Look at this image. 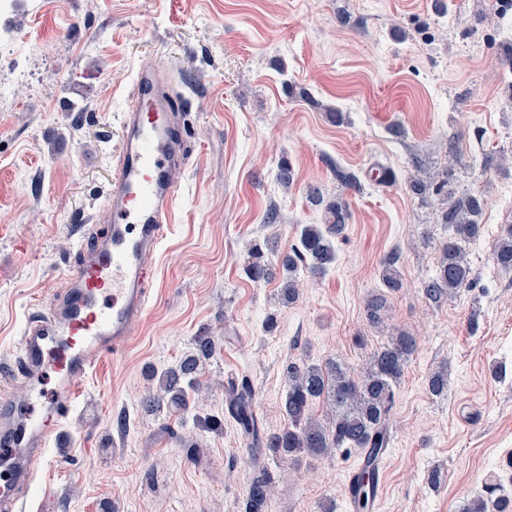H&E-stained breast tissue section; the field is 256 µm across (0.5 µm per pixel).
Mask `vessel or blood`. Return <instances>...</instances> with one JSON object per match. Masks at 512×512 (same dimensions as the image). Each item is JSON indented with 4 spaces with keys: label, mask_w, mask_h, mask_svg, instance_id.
Here are the masks:
<instances>
[{
    "label": "vessel or blood",
    "mask_w": 512,
    "mask_h": 512,
    "mask_svg": "<svg viewBox=\"0 0 512 512\" xmlns=\"http://www.w3.org/2000/svg\"><path fill=\"white\" fill-rule=\"evenodd\" d=\"M181 105L157 70L138 73L128 130L112 181V231L69 274V287L29 320L15 368L0 391V512H22L39 465L81 392L95 359L122 351L147 311L145 278L171 221L178 174L188 160ZM55 375L42 402L39 378Z\"/></svg>",
    "instance_id": "1"
}]
</instances>
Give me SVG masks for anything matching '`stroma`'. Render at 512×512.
Masks as SVG:
<instances>
[{
	"label": "stroma",
	"mask_w": 512,
	"mask_h": 512,
	"mask_svg": "<svg viewBox=\"0 0 512 512\" xmlns=\"http://www.w3.org/2000/svg\"><path fill=\"white\" fill-rule=\"evenodd\" d=\"M13 0L0 12V386L27 322L68 287L86 225L110 230L107 200L138 72L158 68L183 107L190 157L173 221L147 283V315L117 357L96 360L41 465L45 496L26 512H243L251 450L224 418V382L247 378L268 429L281 412L287 362L341 359L360 369L386 343L366 297L400 250L403 286L388 324L418 338L394 408L392 443L375 512H460L486 487L512 494V269L494 243L512 225V72L502 56L496 0ZM343 115L342 122L330 112ZM459 189L484 194L482 232L468 245L474 282L433 306L439 198L404 185L412 158L443 169L449 147ZM292 180L281 185L282 164ZM395 182L344 189L333 170ZM349 218L336 260L281 300L284 275L246 274L253 245L267 256L322 224L337 195ZM280 214L270 225L269 208ZM220 337L204 368L203 401L145 412L156 375L195 337ZM448 368V396L427 390ZM198 443L193 454L185 441ZM356 450L304 459L296 472L268 460L267 512H347ZM443 469L440 486L428 484Z\"/></svg>",
	"instance_id": "stroma-1"
}]
</instances>
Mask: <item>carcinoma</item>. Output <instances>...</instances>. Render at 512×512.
<instances>
[{
	"label": "carcinoma",
	"mask_w": 512,
	"mask_h": 512,
	"mask_svg": "<svg viewBox=\"0 0 512 512\" xmlns=\"http://www.w3.org/2000/svg\"><path fill=\"white\" fill-rule=\"evenodd\" d=\"M436 178L437 174L415 158L406 183L415 195H422L433 186L437 193L443 194L440 224L445 237L439 249L436 274L422 286L425 299L434 306H440L473 283L466 245L481 233L479 220L484 199L468 190H457L448 178L439 183ZM327 210L333 216V223L302 225L297 245L277 256V262L287 275V285L282 288L287 301L298 295L300 272L320 275L336 259L333 239L341 236L345 229L347 202L338 196L336 201L327 205ZM494 257L499 266L512 268V226L497 238ZM399 259V252L394 251L382 264L380 280L390 291L402 287ZM246 272L255 282L266 281L272 275L271 264L264 260L263 249L257 244L252 247V261L246 266ZM365 308L371 324H384L387 312L385 294L374 292L367 296ZM416 348V337L394 329L387 342L371 351L364 366L356 373L338 361L325 365L288 362L284 368L288 388L282 400L288 427L278 431H268L260 424L252 408L249 380L227 382L225 412L238 425L252 448L254 476L246 491L244 512H265L272 492V480L265 466L268 458H286L296 462L303 457L326 455L342 448L368 453L366 461L361 463L360 497L356 498L355 510L369 512L379 483L374 459L384 455L389 447L396 390ZM215 349L214 337H195L193 350L175 367L163 372L159 388L143 399V410L152 412L163 403L172 409L184 408L187 386L197 395L203 392L205 386L199 379L200 370ZM427 387L433 397L447 396V368L441 367L432 372L428 376ZM319 400L325 401L332 409V415L325 423L312 414V406ZM462 512H512V497L490 490L469 500L462 507Z\"/></svg>",
	"instance_id": "carcinoma-1"
}]
</instances>
